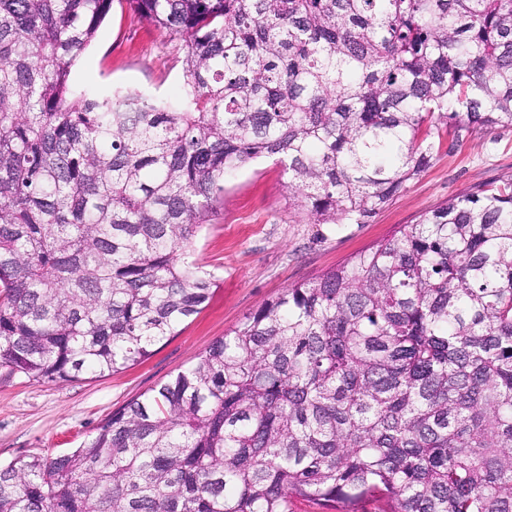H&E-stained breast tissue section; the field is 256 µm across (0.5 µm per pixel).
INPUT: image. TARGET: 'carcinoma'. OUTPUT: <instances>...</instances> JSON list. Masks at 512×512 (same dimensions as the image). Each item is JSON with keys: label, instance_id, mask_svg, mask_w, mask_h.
<instances>
[{"label": "carcinoma", "instance_id": "obj_1", "mask_svg": "<svg viewBox=\"0 0 512 512\" xmlns=\"http://www.w3.org/2000/svg\"><path fill=\"white\" fill-rule=\"evenodd\" d=\"M182 42L176 103L77 91L113 0H0V365L135 366L200 313L224 177L273 159L367 224L443 137L512 126V0H120ZM512 512V180L297 283L0 512Z\"/></svg>", "mask_w": 512, "mask_h": 512}]
</instances>
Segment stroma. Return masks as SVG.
<instances>
[{
  "instance_id": "obj_1",
  "label": "stroma",
  "mask_w": 512,
  "mask_h": 512,
  "mask_svg": "<svg viewBox=\"0 0 512 512\" xmlns=\"http://www.w3.org/2000/svg\"><path fill=\"white\" fill-rule=\"evenodd\" d=\"M184 79L179 40L117 0L71 69L80 88L174 98ZM512 177V127L480 130L440 149L431 166L366 224H313L288 203L281 165L259 158L224 181L194 243L212 276L209 300L157 344L141 364L74 382L38 381L0 365V462L54 456L80 446L112 412L191 366L262 303L355 253L392 238L402 225L482 183Z\"/></svg>"
}]
</instances>
